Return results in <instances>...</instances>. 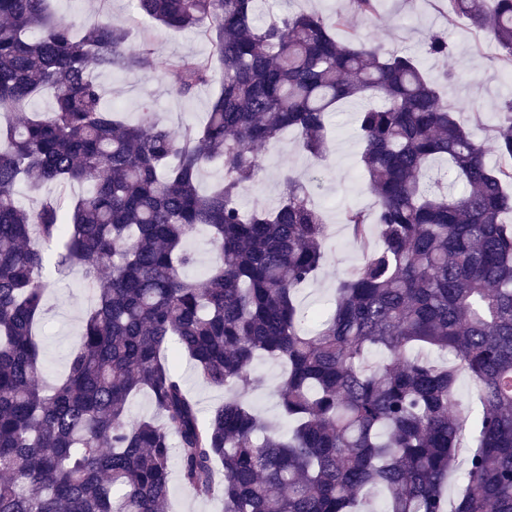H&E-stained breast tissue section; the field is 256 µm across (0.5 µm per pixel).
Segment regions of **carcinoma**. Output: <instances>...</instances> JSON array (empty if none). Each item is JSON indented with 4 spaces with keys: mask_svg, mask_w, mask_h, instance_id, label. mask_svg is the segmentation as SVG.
<instances>
[{
    "mask_svg": "<svg viewBox=\"0 0 512 512\" xmlns=\"http://www.w3.org/2000/svg\"><path fill=\"white\" fill-rule=\"evenodd\" d=\"M52 2L0 0V512H163L174 467L223 512H512V98L492 166L415 58L360 41L341 14L259 23L258 0H133L142 18L209 37L208 56L165 63L177 94L218 88L200 126L175 133L152 112L126 123L97 76L155 65L150 43L130 50L108 21L62 24ZM379 2L350 0L367 18ZM446 2L448 21L467 19L512 68V0ZM426 53L448 56L444 33ZM44 94L49 111L32 112ZM343 103L357 105L376 210L342 213L362 261L312 314L297 293L322 268L328 225L306 186L283 177L270 208L241 198L258 148L287 131L324 159ZM216 162L221 182L202 193ZM20 182L89 191L26 208ZM201 227L212 260L197 282L185 243ZM51 245L56 273L83 268L96 301L65 378L44 389ZM416 346L448 362L409 356ZM180 356L224 391L206 415ZM263 358L283 367L284 434L238 396ZM141 392L152 417L130 414Z\"/></svg>",
    "mask_w": 512,
    "mask_h": 512,
    "instance_id": "carcinoma-1",
    "label": "carcinoma"
}]
</instances>
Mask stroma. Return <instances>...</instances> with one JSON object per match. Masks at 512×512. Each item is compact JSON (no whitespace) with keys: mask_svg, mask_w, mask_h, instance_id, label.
Masks as SVG:
<instances>
[{"mask_svg":"<svg viewBox=\"0 0 512 512\" xmlns=\"http://www.w3.org/2000/svg\"><path fill=\"white\" fill-rule=\"evenodd\" d=\"M55 9L65 24L84 17L122 25L130 31L131 46L150 41L160 60L205 56L210 51V42L202 31L179 32L146 21L136 14L133 0H56ZM299 10L327 17L346 15L351 31L360 39L388 50L412 53L422 71L447 91L458 120L479 139L490 141L496 112L505 99L512 97V73L499 65L495 42L472 28L467 19L447 21L438 0H382L377 17L371 19L353 13L349 0H262L259 15L265 18ZM437 30L448 34V58L437 59L425 52L429 34ZM99 82L107 100L120 107L128 121L134 123L144 112H155L175 131L202 123L214 93L213 88L204 87L194 97H180L154 67L135 76L119 70L105 72ZM330 127V153L322 162L304 153L290 135L261 148L263 169L242 197L248 209L257 204L270 206L279 198L283 173H293L305 181L329 229L321 275L300 292V300L308 308L327 306L337 279L361 262L362 252L341 222L344 208L370 211L375 207L356 165L360 143L352 113H335ZM45 277L49 289L43 354L48 375L55 377L65 372L66 356L80 341L81 318L93 304L94 294L81 268H71L62 276L49 268ZM255 374L259 385L250 398L264 416L276 418L279 409L272 389L281 379L282 368L262 359L256 364Z\"/></svg>","mask_w":512,"mask_h":512,"instance_id":"1","label":"stroma"}]
</instances>
